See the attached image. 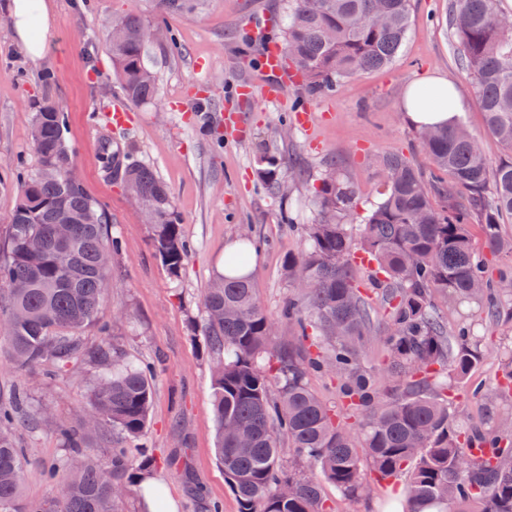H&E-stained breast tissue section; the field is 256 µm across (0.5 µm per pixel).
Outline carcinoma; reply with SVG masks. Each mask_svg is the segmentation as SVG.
Instances as JSON below:
<instances>
[{
  "mask_svg": "<svg viewBox=\"0 0 512 512\" xmlns=\"http://www.w3.org/2000/svg\"><path fill=\"white\" fill-rule=\"evenodd\" d=\"M284 62L299 73L310 95L337 91L351 76L390 64L409 30V0H287ZM198 0H157L161 13L196 8ZM136 12L121 16L109 31L112 67L126 96L151 104L160 98L149 64L151 29ZM448 29L458 64L468 73L489 132L512 151V14L499 0H451ZM433 165L425 176L407 159L391 154L381 163L377 198L362 223L349 224L359 188L327 170L313 191L317 219L304 225L306 248L288 256L292 283L304 282L305 304L288 301L281 318L295 330L283 347L275 322L262 307L252 276L250 236L243 235L226 258L227 272L204 293L203 335L213 360L215 454L238 512H333L324 494L330 484L344 497L366 491L362 462L380 480L406 474L405 512H512V436L496 404L512 400V352L500 363L495 391L476 385L484 400L477 419H463L450 395L483 360L480 336L470 322L448 335L436 299L472 303L490 319L500 318L499 300L512 295V281L487 276V254L512 258V238L502 234L512 219V159L490 168L478 139L459 120L418 131ZM36 168L17 175L19 196L11 216L7 250L0 253V339L17 369L48 362L60 375L77 361L97 372L78 426L52 419L69 456L45 469L59 495L31 512H117L134 481L125 443L140 439L149 420L155 368L130 362L118 345L93 351L79 333L97 325L112 268L100 264L115 253L119 237H105L110 215L89 198L66 140L65 112L51 96L31 121ZM112 175L133 193L153 199L152 247L169 277H181L190 246L172 197L155 170L128 155L104 148ZM451 174L455 191L436 173ZM446 199L437 206L433 196ZM480 225L486 252L478 251L469 227ZM72 225L66 249L54 225ZM358 234L361 248L352 244ZM367 267L363 282L357 269ZM388 308L376 371L366 369L364 349L376 335L373 298ZM331 373L342 410L310 387L315 375ZM109 424L119 442L107 460L84 446L85 435ZM17 411L0 405V512H19L23 449L15 431ZM319 476L284 467L282 442Z\"/></svg>",
  "mask_w": 512,
  "mask_h": 512,
  "instance_id": "1",
  "label": "carcinoma"
}]
</instances>
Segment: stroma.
I'll use <instances>...</instances> for the list:
<instances>
[{
  "mask_svg": "<svg viewBox=\"0 0 512 512\" xmlns=\"http://www.w3.org/2000/svg\"><path fill=\"white\" fill-rule=\"evenodd\" d=\"M9 2L0 0V246L9 239L18 198L14 168L36 162L31 120L49 94L68 114L67 139L83 186L106 205L112 216L107 232L122 241L112 257L100 319L131 360L156 367L149 426L128 443L129 454L156 457L152 473L176 512H206L209 500L237 512L213 451L212 361L203 336V294L224 268L225 249L241 234L252 237L253 286L266 313L278 319L276 340L285 345L295 331L279 316L295 291L284 261L305 246L302 227L316 216L310 192L324 170L336 167L358 186L361 215L376 198L381 158L397 153L431 169L416 128L399 110L409 84L433 74L448 78L463 99L458 117L479 138L489 165L508 156L488 131L472 80L459 70L448 28L438 21L448 0H411L409 33L388 67L353 76L335 93L309 98L296 83L279 99L253 101L231 92L236 81L256 74L262 52L261 45H247V25L269 16L274 40H282L286 0H202L195 11L164 16L154 0H49L51 36L37 65L12 35ZM130 10L162 21L180 49L176 56L163 46L151 50L161 95L154 106L126 99L113 73L106 29L113 15ZM302 101L311 113L309 127L282 128V117ZM118 108L126 109L127 125L116 136L112 113ZM107 137L153 167L170 189L190 244L179 281L156 258L151 227L135 201L105 169L101 147ZM262 155L281 173L301 168L303 179L289 182L287 194L275 193L258 174ZM477 331L484 362L458 389L459 411L471 416L481 403L469 386H493L501 355L512 347V321H486ZM90 385V370L80 363L54 377L48 366L20 372L0 357V402H9L18 388L26 394L27 421L16 434L24 451L21 507L50 497L43 466L65 453L47 417L79 422Z\"/></svg>",
  "mask_w": 512,
  "mask_h": 512,
  "instance_id": "stroma-1",
  "label": "stroma"
}]
</instances>
